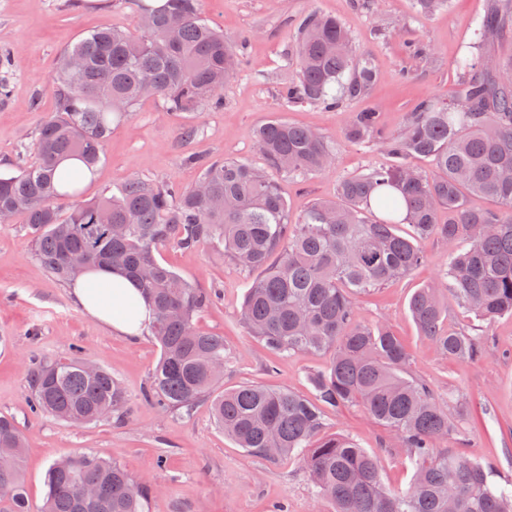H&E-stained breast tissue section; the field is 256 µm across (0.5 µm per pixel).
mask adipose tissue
<instances>
[{
	"mask_svg": "<svg viewBox=\"0 0 512 512\" xmlns=\"http://www.w3.org/2000/svg\"><path fill=\"white\" fill-rule=\"evenodd\" d=\"M76 304L120 336H137L153 320L150 303L133 282L123 275L103 269H92L71 287Z\"/></svg>",
	"mask_w": 512,
	"mask_h": 512,
	"instance_id": "adipose-tissue-1",
	"label": "adipose tissue"
}]
</instances>
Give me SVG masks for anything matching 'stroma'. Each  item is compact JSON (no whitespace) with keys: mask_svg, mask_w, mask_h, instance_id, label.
I'll return each mask as SVG.
<instances>
[{"mask_svg":"<svg viewBox=\"0 0 512 512\" xmlns=\"http://www.w3.org/2000/svg\"><path fill=\"white\" fill-rule=\"evenodd\" d=\"M488 0H449L433 16L415 12L413 0H202L209 24L234 42L240 58L235 78L222 91L220 107L192 115L168 114L159 98H148L130 119L115 124L94 178L81 199L115 194L130 178L193 187L201 160H237L262 166L254 133L279 117L323 133L336 145L332 166L305 176H278L289 216L298 219L314 202L335 199L341 180L388 163L384 138L397 134L423 100L453 101L458 90L457 61L473 39ZM340 19L355 47L354 62L372 61L378 79L368 91L338 109L291 104L283 80L296 73V24L310 10ZM140 0H0V48L11 61L0 69L10 83L0 99V175L16 173L33 161V144L42 121L57 109L52 77L63 52L83 35L111 25L134 30ZM375 108L382 116L381 136L352 143L345 136L351 113ZM191 126V139L181 135ZM32 235L23 217L0 224V414L14 418L23 433V479L31 512L45 496L51 462L79 453L121 464L154 490L150 512H271L283 502L288 512H332L317 499L299 460L258 459L225 437L216 426L209 401L191 411L171 410L145 401L160 347L150 334L130 339L112 334L73 302L68 284L57 281L31 251ZM439 237L424 240V262L408 276L356 297L359 318L384 323L406 345L409 372L426 380L437 399L449 406L456 433L449 452L494 464L500 482L512 481V316L486 324L449 304L447 329L482 336L476 360L441 356L420 336L409 302L448 262L451 249L465 250ZM156 257L215 299L198 317L199 327L223 336L232 358L224 388L257 383L287 388L307 398L315 392L309 372L323 369L328 355L276 356L243 326L244 296L258 273L235 266L223 249L209 243L191 248L162 246ZM110 371L122 385V417H106L75 427L30 407L29 371L44 362L73 356ZM326 431L355 440L373 454L381 480L391 490L408 488L411 463L400 448L382 444L384 430L361 408L326 411Z\"/></svg>","mask_w":512,"mask_h":512,"instance_id":"35a3bbf8","label":"stroma"}]
</instances>
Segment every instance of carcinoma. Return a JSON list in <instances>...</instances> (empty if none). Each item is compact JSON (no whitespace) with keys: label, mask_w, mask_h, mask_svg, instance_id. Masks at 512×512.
<instances>
[{"label":"carcinoma","mask_w":512,"mask_h":512,"mask_svg":"<svg viewBox=\"0 0 512 512\" xmlns=\"http://www.w3.org/2000/svg\"><path fill=\"white\" fill-rule=\"evenodd\" d=\"M136 32L104 25L68 48L53 83L58 111L46 117L36 161L0 176V212L22 215L36 258L55 279H74L67 254L82 251L87 268L119 272L151 303L152 336L160 345L146 397L168 409L191 410L210 399L224 435L269 462L302 461L315 494L334 512H512V486L495 481L496 467L438 449L455 434L451 413L430 386L409 374V355L394 332L357 317L354 298L409 274L423 262L422 239L450 243L461 234L470 247L452 251L435 281L409 303L421 336L445 357L477 359L481 338L444 328L442 295L482 322L512 316V63L498 65L481 50L491 37L512 38V3L490 0L477 42L458 62L461 91L452 102L423 101L401 131L385 142L390 163L344 179L336 199L318 201L296 222L288 215L275 175H309L331 166L335 145L308 127L272 119L256 131L264 167L240 161L201 165L200 190L178 191L140 178L119 194L74 204L62 216L57 201L78 194L58 170L76 158L93 171L116 121L144 98L159 97L171 113L219 106L238 56L224 33L203 18L200 0L146 6ZM299 72L288 80L290 103L336 109L366 91L377 72L356 68L352 39L333 16L311 11L297 26ZM379 113H354L347 139L370 141ZM431 161L427 177L415 161ZM468 195L495 199L499 211L466 207ZM448 211V221L440 220ZM407 224L410 233H399ZM168 243H210L247 269H261L245 295L241 319L274 353L330 355L309 375L312 402L293 391L243 384L216 392L227 361L224 337L206 333L198 313L211 297L155 257ZM275 263H270V260ZM32 406L74 426L121 414L126 395L105 368L92 376L73 357L30 373ZM362 406L388 432L413 466L404 491L383 486L376 459L347 437L325 432L324 409ZM24 441L15 421L0 416V512H29L23 486ZM39 512H148L152 489L118 463L73 455L65 469L50 464ZM99 486L103 497L86 506L80 493Z\"/></svg>","instance_id":"cac0c4a2"}]
</instances>
